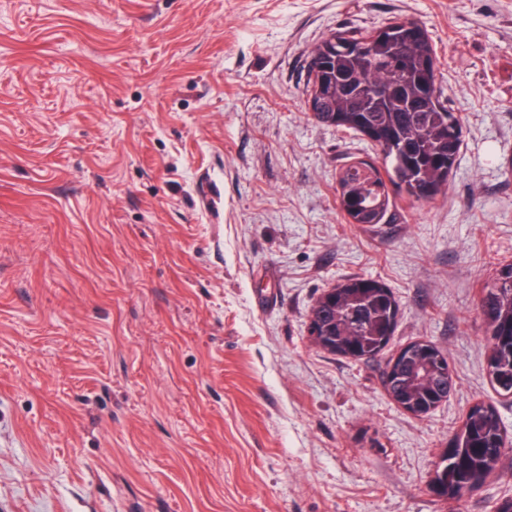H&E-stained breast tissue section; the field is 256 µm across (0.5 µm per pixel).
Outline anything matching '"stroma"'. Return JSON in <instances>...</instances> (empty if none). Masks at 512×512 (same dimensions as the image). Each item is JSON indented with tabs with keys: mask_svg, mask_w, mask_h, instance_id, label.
Segmentation results:
<instances>
[{
	"mask_svg": "<svg viewBox=\"0 0 512 512\" xmlns=\"http://www.w3.org/2000/svg\"><path fill=\"white\" fill-rule=\"evenodd\" d=\"M421 23L463 121L445 195L346 223L336 176L380 162L316 122L310 49ZM512 262V0H0V512H495L432 489L486 370L484 288ZM400 303L374 360L308 341L320 293ZM428 340L425 417L382 371Z\"/></svg>",
	"mask_w": 512,
	"mask_h": 512,
	"instance_id": "stroma-1",
	"label": "stroma"
}]
</instances>
